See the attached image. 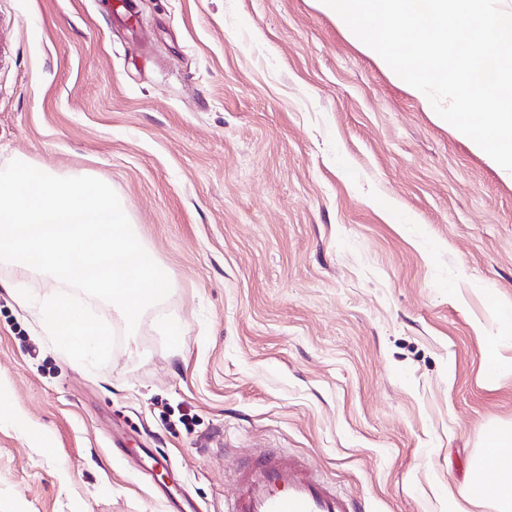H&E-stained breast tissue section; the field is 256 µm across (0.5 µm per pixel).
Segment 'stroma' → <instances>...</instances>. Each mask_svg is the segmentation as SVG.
I'll return each mask as SVG.
<instances>
[{"mask_svg":"<svg viewBox=\"0 0 512 512\" xmlns=\"http://www.w3.org/2000/svg\"><path fill=\"white\" fill-rule=\"evenodd\" d=\"M108 3L0 0V168L107 183L173 287L131 333L89 299L91 370L0 263V512H172L143 448L201 512L261 449L365 512H498L448 493L512 428V175L315 0Z\"/></svg>","mask_w":512,"mask_h":512,"instance_id":"stroma-1","label":"stroma"}]
</instances>
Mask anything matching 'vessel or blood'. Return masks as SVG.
<instances>
[{"mask_svg":"<svg viewBox=\"0 0 512 512\" xmlns=\"http://www.w3.org/2000/svg\"><path fill=\"white\" fill-rule=\"evenodd\" d=\"M226 512H361V506L306 464L262 450L240 466Z\"/></svg>","mask_w":512,"mask_h":512,"instance_id":"b4317fda","label":"vessel or blood"}]
</instances>
